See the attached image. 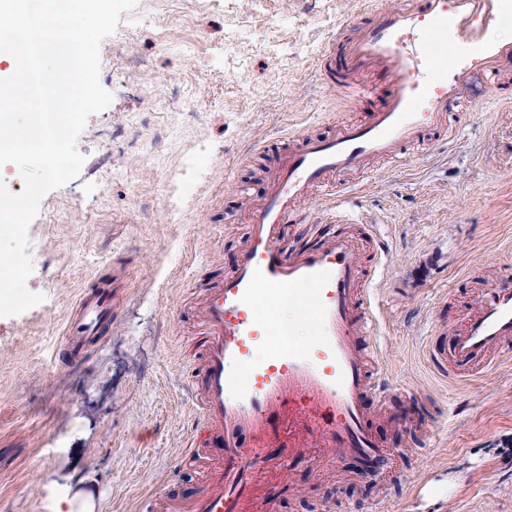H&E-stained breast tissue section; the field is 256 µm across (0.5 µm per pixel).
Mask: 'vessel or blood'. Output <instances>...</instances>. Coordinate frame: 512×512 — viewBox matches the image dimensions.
Returning <instances> with one entry per match:
<instances>
[{
  "mask_svg": "<svg viewBox=\"0 0 512 512\" xmlns=\"http://www.w3.org/2000/svg\"><path fill=\"white\" fill-rule=\"evenodd\" d=\"M511 9L512 0H403L364 10L339 28L319 70L368 118L340 124L328 137H303L277 154L268 189L249 211V239L235 266L193 307L201 356L186 372L196 427L212 434L219 453L199 454L192 436L182 455L203 470L207 489L187 501L154 495L147 512H276V496L257 489L282 483L296 456H397L373 435L364 402L367 393L393 387L379 357L372 294L383 261L364 258L346 231L357 194L333 178L366 172L380 157L402 162L407 146L446 128L450 112L491 96L493 76L512 58V42L496 34ZM317 188L336 226L313 242L280 248ZM262 297L307 309L311 340L271 347V327L256 311ZM112 299L108 282L80 293L64 327L72 363L86 360L111 323ZM509 347L511 270L482 290L465 316L448 374L485 372ZM269 448L280 456L267 457Z\"/></svg>",
  "mask_w": 512,
  "mask_h": 512,
  "instance_id": "vessel-or-blood-1",
  "label": "vessel or blood"
}]
</instances>
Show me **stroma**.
Wrapping results in <instances>:
<instances>
[{
	"label": "stroma",
	"instance_id": "1",
	"mask_svg": "<svg viewBox=\"0 0 512 512\" xmlns=\"http://www.w3.org/2000/svg\"><path fill=\"white\" fill-rule=\"evenodd\" d=\"M370 2L397 0H138L122 14L100 47L112 102L76 141L79 176L47 193L29 226L26 287L43 300L0 316V512H57L65 498L138 512L159 492H204L179 459L195 422L189 302L234 266L289 135L359 120L317 62ZM132 57L144 74L129 71ZM448 125L445 149L352 179L366 221L350 232L388 246L375 297L394 387L367 395L368 420L401 454L369 473L358 456L295 457L278 512H512V360L464 381L432 364L477 293L512 268V102L449 113ZM202 150L208 168L183 177ZM185 178V212L168 223L169 191ZM107 265L120 273L117 318L75 367L65 321Z\"/></svg>",
	"mask_w": 512,
	"mask_h": 512
}]
</instances>
